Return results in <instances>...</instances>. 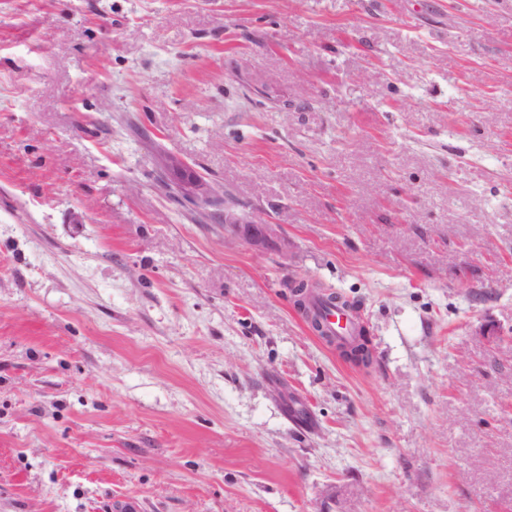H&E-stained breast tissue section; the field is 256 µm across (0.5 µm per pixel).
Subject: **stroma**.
I'll list each match as a JSON object with an SVG mask.
<instances>
[{"mask_svg":"<svg viewBox=\"0 0 512 512\" xmlns=\"http://www.w3.org/2000/svg\"><path fill=\"white\" fill-rule=\"evenodd\" d=\"M0 512H512V0H0ZM173 187L194 201L199 202V198L205 204H212L216 201L224 203V229L229 228L234 233L240 235L245 242L251 245H259L265 242L267 231L264 228L254 224H268V221L259 215H254L251 219L245 220L235 211V203L231 201L226 192L223 191L222 197L213 199L214 190L211 185L194 173L190 168L184 167L179 170L175 180H171ZM187 187L192 188L190 191ZM323 329L327 336L340 341H348L354 332V317L346 307L329 306L323 310Z\"/></svg>","mask_w":512,"mask_h":512,"instance_id":"35a3bbf8","label":"stroma"}]
</instances>
